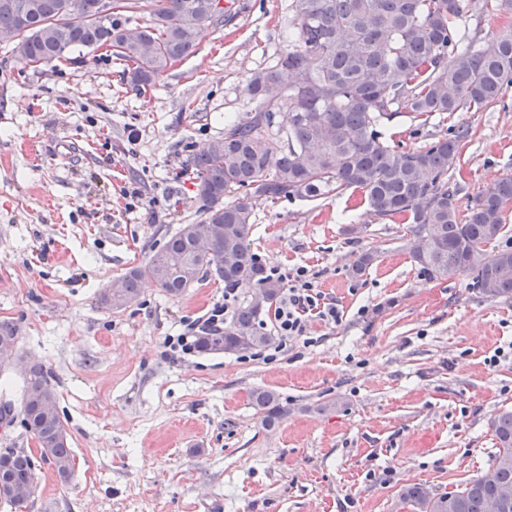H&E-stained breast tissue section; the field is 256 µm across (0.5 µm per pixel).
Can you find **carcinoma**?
Here are the masks:
<instances>
[{
  "mask_svg": "<svg viewBox=\"0 0 512 512\" xmlns=\"http://www.w3.org/2000/svg\"><path fill=\"white\" fill-rule=\"evenodd\" d=\"M0 0V44L35 65L69 60L74 51L106 50L124 62L123 78L140 94L167 69L194 55L203 32L229 21L212 0H112L116 8L149 11L151 24L123 27L99 16L100 0ZM465 0H296L297 31L274 65L251 74L254 107L224 124V135L189 160L195 175L200 223L208 235L196 247L192 224H183L147 263L112 281V308L138 300L144 280L175 298L207 277L226 288L250 287L224 330L198 339L204 353H236L267 346L261 316L279 300L282 284L266 273L252 250L254 204L317 197L326 189L359 192L375 216L409 225L405 244L429 280L466 275L486 299H512V250L488 246L512 232V175L496 181L460 210L448 186L469 130L459 126L416 149L391 145L384 121L403 106L421 117L433 112H484L512 86V31L475 45L459 35ZM287 114L286 122L280 121ZM376 260L362 251L348 267L358 279ZM22 419L43 443V460L62 481L73 470L69 433L57 395L41 365L24 371ZM261 425L273 428L288 407L266 389L251 393ZM496 440L488 467L463 487L436 493L406 485V512H512V409L489 421ZM0 466L1 498L26 507L35 490L34 463L7 449Z\"/></svg>",
  "mask_w": 512,
  "mask_h": 512,
  "instance_id": "carcinoma-1",
  "label": "carcinoma"
}]
</instances>
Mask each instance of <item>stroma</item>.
<instances>
[{
  "instance_id": "obj_1",
  "label": "stroma",
  "mask_w": 512,
  "mask_h": 512,
  "mask_svg": "<svg viewBox=\"0 0 512 512\" xmlns=\"http://www.w3.org/2000/svg\"><path fill=\"white\" fill-rule=\"evenodd\" d=\"M240 6L139 95L114 57L36 67L0 46V321L18 327L0 399L20 404L21 364H42L75 461L65 482L36 461L24 512H397L404 485L455 490L495 451L489 420L512 408V299L420 275L406 225L358 195L255 205L253 251L315 274L338 322L312 314L306 335L286 338L268 315L264 349L171 357L166 340L223 299L222 281L178 298L145 281L129 307L101 302L106 284L197 222L189 158L249 110V74L288 48L295 0ZM511 29L512 12L459 22L480 43ZM460 125L470 134L448 179L464 208L512 175V87L485 112L423 122L398 109L384 132L413 149ZM365 250L377 260L351 279ZM258 388L288 408L270 430L250 403Z\"/></svg>"
}]
</instances>
